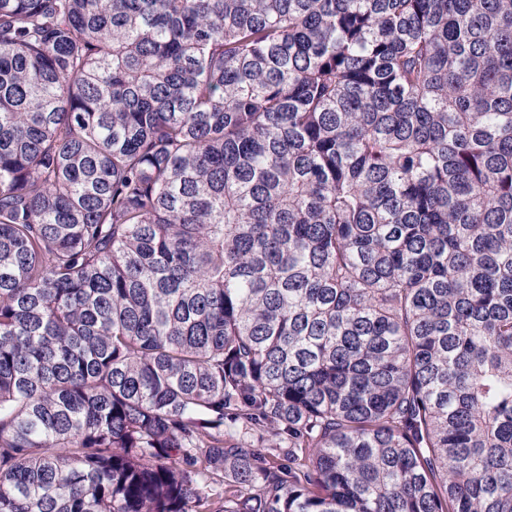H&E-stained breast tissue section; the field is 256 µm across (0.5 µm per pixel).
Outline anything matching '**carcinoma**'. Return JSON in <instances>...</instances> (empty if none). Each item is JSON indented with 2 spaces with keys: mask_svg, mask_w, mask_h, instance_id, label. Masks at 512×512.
Segmentation results:
<instances>
[{
  "mask_svg": "<svg viewBox=\"0 0 512 512\" xmlns=\"http://www.w3.org/2000/svg\"><path fill=\"white\" fill-rule=\"evenodd\" d=\"M0 512H512V0H0Z\"/></svg>",
  "mask_w": 512,
  "mask_h": 512,
  "instance_id": "carcinoma-1",
  "label": "carcinoma"
}]
</instances>
